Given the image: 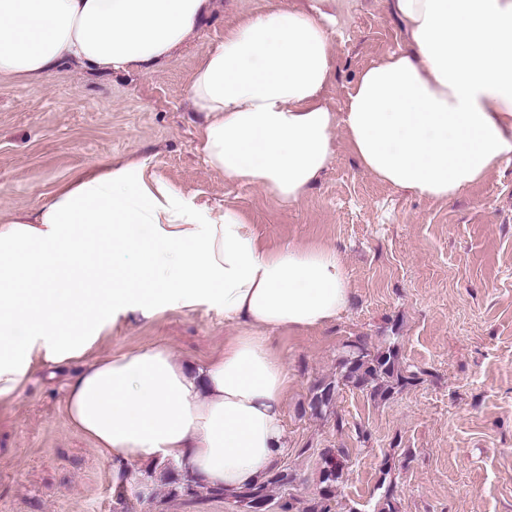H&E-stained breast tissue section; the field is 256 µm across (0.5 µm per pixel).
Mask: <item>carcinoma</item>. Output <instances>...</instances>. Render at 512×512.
<instances>
[{"mask_svg":"<svg viewBox=\"0 0 512 512\" xmlns=\"http://www.w3.org/2000/svg\"><path fill=\"white\" fill-rule=\"evenodd\" d=\"M420 381V371L404 363L399 347L388 343L375 349L358 339L347 344L336 367V376L318 381L311 390L310 409L315 414L329 410L342 386H353L368 391L374 399L387 401L393 395ZM320 491L318 501L307 512H331L329 501L336 497V483L342 476L344 462L336 461V454L328 449L322 454ZM291 483V477L282 471L272 472L263 482L231 495L218 488L210 489L217 497L233 499L237 512H266L271 507L270 489Z\"/></svg>","mask_w":512,"mask_h":512,"instance_id":"carcinoma-1","label":"carcinoma"}]
</instances>
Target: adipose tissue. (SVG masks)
I'll use <instances>...</instances> for the list:
<instances>
[{"label":"adipose tissue","mask_w":512,"mask_h":512,"mask_svg":"<svg viewBox=\"0 0 512 512\" xmlns=\"http://www.w3.org/2000/svg\"><path fill=\"white\" fill-rule=\"evenodd\" d=\"M337 0L244 16L194 64V149L225 180L300 204L344 133L362 168L451 200L512 160V0H393L407 48L362 71L343 111L325 92ZM221 0H0V76L66 63L145 73ZM348 272L327 247L263 245L232 208L195 205L146 160L87 173L30 212L0 215V403L43 366L82 368L63 406L107 462L177 461L233 493L285 448L288 369L272 333L331 323ZM199 308L238 332L190 370L163 345L99 356L130 319Z\"/></svg>","instance_id":"obj_1"}]
</instances>
